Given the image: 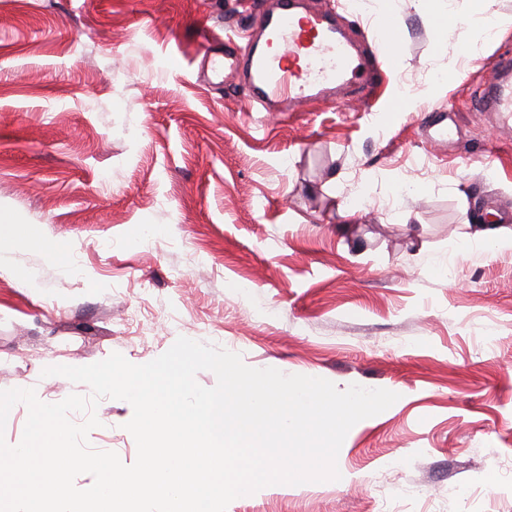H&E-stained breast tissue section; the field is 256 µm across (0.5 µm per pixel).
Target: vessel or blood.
<instances>
[{
	"label": "vessel or blood",
	"mask_w": 512,
	"mask_h": 512,
	"mask_svg": "<svg viewBox=\"0 0 512 512\" xmlns=\"http://www.w3.org/2000/svg\"><path fill=\"white\" fill-rule=\"evenodd\" d=\"M261 35L264 47L242 54L232 37L224 39L225 70L246 78V111L270 112L282 106L295 111L315 98L333 95L340 86L372 88L374 72L342 35L335 17L304 8L302 0H277V9L267 15ZM404 37L397 17H381L374 56L395 65ZM476 109L512 118V56L502 54L490 63Z\"/></svg>",
	"instance_id": "1"
}]
</instances>
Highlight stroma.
Returning a JSON list of instances; mask_svg holds the SVG:
<instances>
[{
    "mask_svg": "<svg viewBox=\"0 0 512 512\" xmlns=\"http://www.w3.org/2000/svg\"><path fill=\"white\" fill-rule=\"evenodd\" d=\"M274 4L0 0V214L30 236L1 251L0 390L86 396L43 369L144 364L184 336L399 395L350 429L340 480L227 512H512V245L471 239L488 211L512 218V120L472 106L512 25L482 41L472 0H437L441 32L421 0L345 11L358 47L378 14L406 31L371 107L342 89L248 112L242 78L204 79L197 24L213 15L220 51ZM96 416L89 445L133 464L132 406L105 398Z\"/></svg>",
    "mask_w": 512,
    "mask_h": 512,
    "instance_id": "35a3bbf8",
    "label": "stroma"
}]
</instances>
